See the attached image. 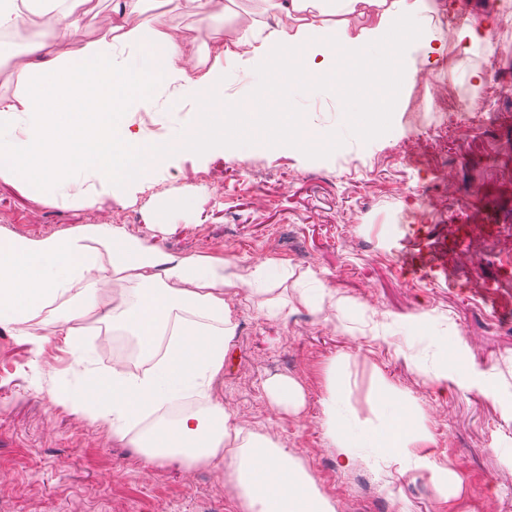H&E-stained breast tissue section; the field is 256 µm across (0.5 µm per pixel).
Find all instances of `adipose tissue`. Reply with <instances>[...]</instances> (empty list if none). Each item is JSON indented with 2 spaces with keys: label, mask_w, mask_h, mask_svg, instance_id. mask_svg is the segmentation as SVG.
I'll use <instances>...</instances> for the list:
<instances>
[{
  "label": "adipose tissue",
  "mask_w": 512,
  "mask_h": 512,
  "mask_svg": "<svg viewBox=\"0 0 512 512\" xmlns=\"http://www.w3.org/2000/svg\"><path fill=\"white\" fill-rule=\"evenodd\" d=\"M145 3L113 0L103 36L74 52L54 54L44 42L34 41L16 57L14 68L24 85L12 96H0V116L22 112L28 121L0 132V175L53 197L66 188L69 176L89 169L121 192L149 182L169 153H200L223 145L228 127L236 143L258 146L268 139L302 149L332 148L335 134L310 127L298 113L272 123L266 135L251 134L239 122L236 100L224 94V59L246 56L262 65L252 108L268 111L287 103L300 86H336L350 94L370 85L391 103L415 53L430 65L444 53L426 0H269L285 17L279 28L258 43L243 37L216 43L213 65L194 76L183 66L185 46L168 13L145 15ZM95 8L94 0H0V31L35 21L54 29L75 28ZM354 13L370 18L355 34L341 20ZM117 45L134 49L133 58L115 62ZM172 78L197 91L200 110L195 125L159 146L134 133L127 116ZM90 235L110 257L111 278L139 286L137 300L107 303V279L98 276L97 257L87 251L83 234L31 239L0 232V326L28 327L53 306L69 349L77 348L91 319L107 320L137 336L151 363L146 373L130 377L116 367L111 383L65 397L72 411L111 425L122 439L126 425L223 376L224 351L235 330L228 297L277 275L279 268L270 261L244 275L224 260L175 258L107 224L94 226ZM322 406L325 433L344 448L347 462L358 446L404 457L419 438L409 409L387 390L374 400L387 415L376 425L344 407L339 388L330 390ZM138 446L151 462L230 465L248 512H332L286 449L244 432L216 399H208L205 413L158 420L140 435ZM228 448L236 451L229 464L224 461Z\"/></svg>",
  "instance_id": "1"
}]
</instances>
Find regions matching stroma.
Segmentation results:
<instances>
[{"instance_id":"1","label":"stroma","mask_w":512,"mask_h":512,"mask_svg":"<svg viewBox=\"0 0 512 512\" xmlns=\"http://www.w3.org/2000/svg\"><path fill=\"white\" fill-rule=\"evenodd\" d=\"M446 52L423 58L395 108L368 138L348 125L357 110L336 89L296 91L289 109L311 127L337 131L341 146L284 145L174 152L121 204L88 171L65 195L47 197L0 177V231L64 236L109 223L176 257L222 258L251 270L282 261V275L230 298L235 333L214 385L244 431L288 450L334 512H512V0H428ZM112 0L78 29L41 31L56 53L103 34ZM191 66L212 64L207 45L274 29L261 0H228L214 18L173 13ZM474 28L477 49L458 36ZM481 70L482 82L469 74ZM261 74L248 59L224 63V93L248 103ZM199 104L181 81L162 83L146 108L154 143L192 125ZM437 238L469 230L448 256L447 279L415 278L401 263L417 225ZM334 298L312 313L308 300ZM287 315H279V308ZM56 316L29 332L0 327V512H243L236 484L215 468L147 462L125 439L74 413L59 393L112 375L106 321H88L78 352L65 351ZM44 340L34 353L31 335ZM444 382H437L440 372ZM293 379L303 404L272 403L266 383ZM342 381L361 416L390 387L412 411L421 438L395 461L357 447L348 466L322 427V401ZM453 475L447 488L412 459Z\"/></svg>"}]
</instances>
